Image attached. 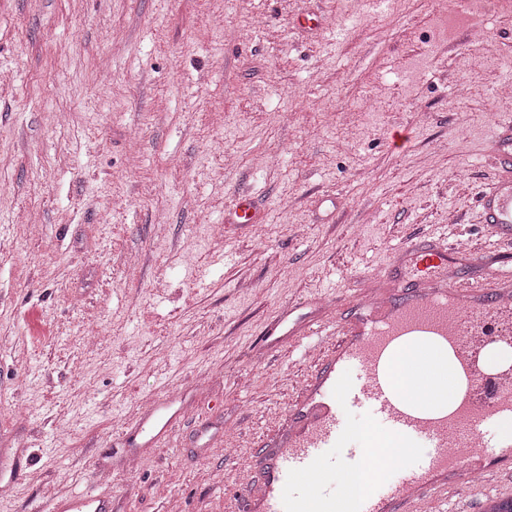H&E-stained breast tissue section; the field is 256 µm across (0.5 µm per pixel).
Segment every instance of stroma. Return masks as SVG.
<instances>
[{
    "label": "stroma",
    "mask_w": 512,
    "mask_h": 512,
    "mask_svg": "<svg viewBox=\"0 0 512 512\" xmlns=\"http://www.w3.org/2000/svg\"><path fill=\"white\" fill-rule=\"evenodd\" d=\"M509 58L512 0H0V512L102 466L114 512H225L318 363L263 352L278 310L350 313L422 233L488 246ZM193 387L178 443L120 469L127 422ZM234 219L237 224H247L248 226H256V224L260 223L261 218L249 195L239 194L237 196Z\"/></svg>",
    "instance_id": "obj_1"
}]
</instances>
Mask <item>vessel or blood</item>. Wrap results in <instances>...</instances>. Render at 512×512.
<instances>
[{
    "label": "vessel or blood",
    "instance_id": "b4317fda",
    "mask_svg": "<svg viewBox=\"0 0 512 512\" xmlns=\"http://www.w3.org/2000/svg\"><path fill=\"white\" fill-rule=\"evenodd\" d=\"M491 138L497 173L480 210L495 247L486 253L481 275L465 276L470 259L457 244L423 238L394 256L387 272L392 292L368 305L356 300L350 318L334 320L317 309L300 316L291 305L266 328L270 349L285 337L299 342L332 336L336 344L289 407L273 444L262 448L264 465L246 486L249 512L437 510L475 473L489 484L512 471V438L491 433L512 419L511 385L484 377L452 402L443 387L426 392L416 384L399 393L389 373L395 364L416 372L419 363L436 362L449 351L472 377L480 350L512 340V121L497 123ZM234 219L260 223L249 195H238ZM447 402L453 410L436 415L438 404ZM363 412L381 424L384 438L405 442L409 450L397 477L380 478L376 491L352 504L334 485L345 474L375 466L348 430L349 416ZM185 421L174 399H154L151 410L126 426V444L134 455L154 454ZM421 443L427 452L419 457L413 448ZM37 512H112V497L93 487L53 494Z\"/></svg>",
    "mask_w": 512,
    "mask_h": 512
}]
</instances>
